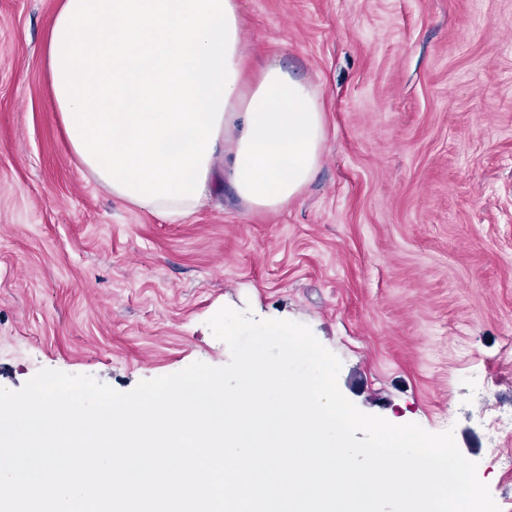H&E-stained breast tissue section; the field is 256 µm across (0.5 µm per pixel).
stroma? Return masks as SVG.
I'll use <instances>...</instances> for the list:
<instances>
[{
	"label": "stroma",
	"mask_w": 512,
	"mask_h": 512,
	"mask_svg": "<svg viewBox=\"0 0 512 512\" xmlns=\"http://www.w3.org/2000/svg\"><path fill=\"white\" fill-rule=\"evenodd\" d=\"M60 0H0V387L40 369L119 391L230 360L222 307L309 326L341 392L453 430L512 512V0H240L247 48L321 92L326 141L287 207L216 185L185 218L78 162L50 101Z\"/></svg>",
	"instance_id": "35a3bbf8"
}]
</instances>
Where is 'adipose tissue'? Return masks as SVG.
I'll use <instances>...</instances> for the list:
<instances>
[{
	"label": "adipose tissue",
	"instance_id": "adipose-tissue-1",
	"mask_svg": "<svg viewBox=\"0 0 512 512\" xmlns=\"http://www.w3.org/2000/svg\"><path fill=\"white\" fill-rule=\"evenodd\" d=\"M238 0H61L46 45L53 105L81 165L113 197L173 217L224 180L274 210L313 179L319 92L279 66L246 80Z\"/></svg>",
	"mask_w": 512,
	"mask_h": 512
}]
</instances>
